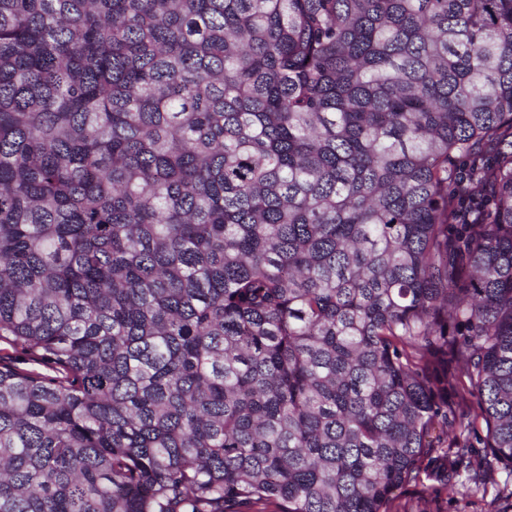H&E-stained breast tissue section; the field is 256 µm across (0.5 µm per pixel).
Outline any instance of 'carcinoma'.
<instances>
[{
  "label": "carcinoma",
  "mask_w": 512,
  "mask_h": 512,
  "mask_svg": "<svg viewBox=\"0 0 512 512\" xmlns=\"http://www.w3.org/2000/svg\"><path fill=\"white\" fill-rule=\"evenodd\" d=\"M1 343L0 512L512 476V0H0Z\"/></svg>",
  "instance_id": "obj_1"
}]
</instances>
